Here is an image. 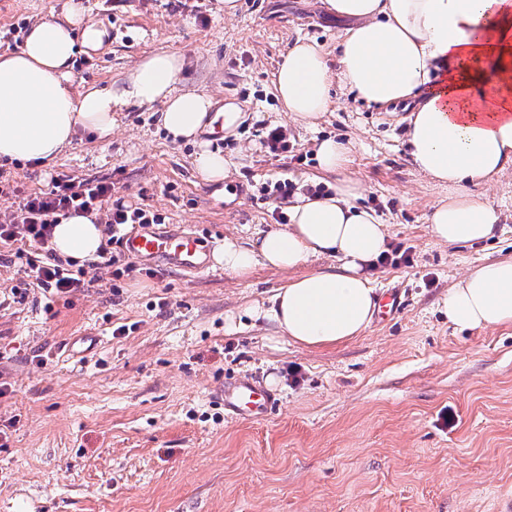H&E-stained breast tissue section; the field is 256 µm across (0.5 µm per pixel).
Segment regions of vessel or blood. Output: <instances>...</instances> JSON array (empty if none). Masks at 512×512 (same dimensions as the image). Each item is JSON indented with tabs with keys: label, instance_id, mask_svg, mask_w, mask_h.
Returning <instances> with one entry per match:
<instances>
[{
	"label": "vessel or blood",
	"instance_id": "obj_1",
	"mask_svg": "<svg viewBox=\"0 0 512 512\" xmlns=\"http://www.w3.org/2000/svg\"><path fill=\"white\" fill-rule=\"evenodd\" d=\"M129 256L135 259L162 258L179 270L202 274L210 263L200 239L191 232L163 233L138 231L125 237ZM276 407L273 394L248 378H239L224 385V408L233 417L262 419Z\"/></svg>",
	"mask_w": 512,
	"mask_h": 512
}]
</instances>
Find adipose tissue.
Returning a JSON list of instances; mask_svg holds the SVG:
<instances>
[{
    "label": "adipose tissue",
    "instance_id": "ef3b65f1",
    "mask_svg": "<svg viewBox=\"0 0 512 512\" xmlns=\"http://www.w3.org/2000/svg\"><path fill=\"white\" fill-rule=\"evenodd\" d=\"M350 20L328 54L300 39L279 66L275 92L289 118L315 126L340 79L366 103L407 104L406 141L412 164L448 194L434 204L430 233L442 243L490 238L501 219L492 204L465 190L512 171V0H325ZM107 31L69 0L62 15L34 25L23 47L0 53V159L52 164L78 130L107 134L113 109L161 104L160 123L172 140L195 138L212 102L177 93L183 62L169 51L142 60L113 91L72 89L80 49H98ZM363 189L345 178L330 196L297 194L289 222L253 243L225 239L217 264L237 276L257 264L292 269L332 256L335 268L298 277L250 309L296 344L331 347L358 338L370 325L376 290L367 267L386 249L387 227L360 206ZM104 232L96 215L61 214L52 246L66 259L96 260ZM443 308L461 328L512 326V259L473 267L450 289Z\"/></svg>",
    "mask_w": 512,
    "mask_h": 512
}]
</instances>
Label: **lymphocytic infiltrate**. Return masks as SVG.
I'll return each mask as SVG.
<instances>
[{"label": "lymphocytic infiltrate", "instance_id": "1", "mask_svg": "<svg viewBox=\"0 0 512 512\" xmlns=\"http://www.w3.org/2000/svg\"><path fill=\"white\" fill-rule=\"evenodd\" d=\"M112 186L102 181H77L65 175L51 177L45 190L24 195L16 203L14 217L0 224V243L14 246L13 257L36 287L50 297L62 298L84 287L87 271L60 259L51 246L52 229L60 213L88 214L108 210L105 233L117 239L126 227L158 224L159 214L141 207L108 208Z\"/></svg>", "mask_w": 512, "mask_h": 512}]
</instances>
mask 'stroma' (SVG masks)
Here are the masks:
<instances>
[{
	"label": "stroma",
	"instance_id": "obj_1",
	"mask_svg": "<svg viewBox=\"0 0 512 512\" xmlns=\"http://www.w3.org/2000/svg\"><path fill=\"white\" fill-rule=\"evenodd\" d=\"M65 0H0V52ZM107 43L78 54L73 88L115 87L140 60H184L177 87L210 94L243 116L214 137L172 141L157 108L123 107L107 135L79 132L49 166L0 161V223L16 195L52 176L104 180L112 204L161 214L207 251L277 228L279 204L260 188L276 176L333 185L320 142L350 149L347 177L389 226L410 263L376 267L377 296L397 294L388 320L357 339L306 349L246 318L292 279L256 265L247 278L212 265L193 276L163 260L47 301L19 265L0 263V512H512V327L459 329L441 302L473 266L512 258V174L469 185L494 203L490 239L448 245L429 232L442 194L413 166L403 112L335 88L314 129L281 110L274 75L294 41L335 51L348 20L323 0H82ZM287 128L300 159L273 160L259 123ZM222 153L228 177L198 174L201 149ZM25 290L16 301L13 289ZM249 376L278 399L261 420L232 418L224 383Z\"/></svg>",
	"mask_w": 512,
	"mask_h": 512
}]
</instances>
